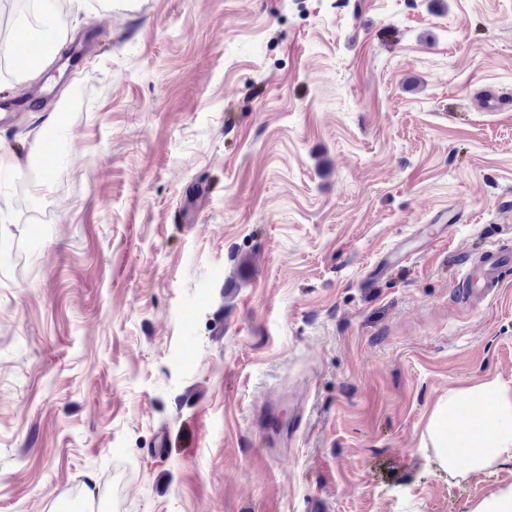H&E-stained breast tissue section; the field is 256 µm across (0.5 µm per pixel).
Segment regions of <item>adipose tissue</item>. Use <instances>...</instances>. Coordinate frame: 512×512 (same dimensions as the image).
Segmentation results:
<instances>
[{
    "instance_id": "adipose-tissue-1",
    "label": "adipose tissue",
    "mask_w": 512,
    "mask_h": 512,
    "mask_svg": "<svg viewBox=\"0 0 512 512\" xmlns=\"http://www.w3.org/2000/svg\"><path fill=\"white\" fill-rule=\"evenodd\" d=\"M463 402L489 412L493 426L472 417L458 420ZM422 444L435 449L440 467L448 472L462 466L479 472L495 462L512 461V386L493 378L449 392L438 400Z\"/></svg>"
}]
</instances>
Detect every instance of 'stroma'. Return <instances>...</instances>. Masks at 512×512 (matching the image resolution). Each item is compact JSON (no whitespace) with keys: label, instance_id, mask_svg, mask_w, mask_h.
Masks as SVG:
<instances>
[{"label":"stroma","instance_id":"obj_1","mask_svg":"<svg viewBox=\"0 0 512 512\" xmlns=\"http://www.w3.org/2000/svg\"><path fill=\"white\" fill-rule=\"evenodd\" d=\"M490 89L512 99V0L67 16L0 79L24 99L0 122V512H472L512 486L421 447L439 397L512 386V269L455 295L464 257L512 246ZM52 113L68 139L34 142ZM32 150L52 183L12 173Z\"/></svg>","mask_w":512,"mask_h":512}]
</instances>
